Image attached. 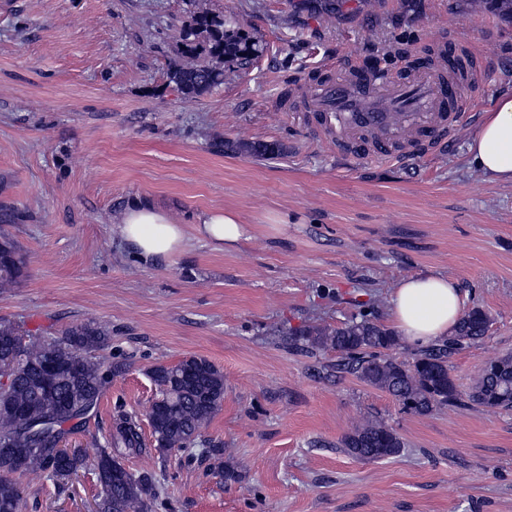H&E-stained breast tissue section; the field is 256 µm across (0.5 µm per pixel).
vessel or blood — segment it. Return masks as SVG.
<instances>
[{
	"label": "vessel or blood",
	"mask_w": 512,
	"mask_h": 512,
	"mask_svg": "<svg viewBox=\"0 0 512 512\" xmlns=\"http://www.w3.org/2000/svg\"><path fill=\"white\" fill-rule=\"evenodd\" d=\"M471 74L460 54L423 59L388 80L359 66L337 67L310 102L317 128L358 159L401 161L418 144L444 143L460 119Z\"/></svg>",
	"instance_id": "1"
}]
</instances>
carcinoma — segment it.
Here are the masks:
<instances>
[{"label": "carcinoma", "instance_id": "carcinoma-1", "mask_svg": "<svg viewBox=\"0 0 512 512\" xmlns=\"http://www.w3.org/2000/svg\"><path fill=\"white\" fill-rule=\"evenodd\" d=\"M176 60L167 78L182 97L192 101L224 82V64L244 65L258 54L256 43L237 22L199 12L179 28ZM22 215L0 204V288H11L26 274V258L5 229ZM488 317L475 305L458 322L452 336L418 350L412 361L394 351L400 337L390 328L361 316L341 326L308 324L283 333L288 345L308 355L336 352L329 375H351L386 392L405 409L427 415L441 406L472 403L495 412L512 411V354L486 363L467 391L459 390L449 358L484 339ZM109 327L94 322L64 329L47 338L15 322L0 320V512H19L21 489L14 474L42 472L68 477L79 457L62 447L68 435L81 430L120 365L99 359L108 346ZM156 396L149 423L160 451L186 450L209 425L224 399V375L208 360L191 357L149 371ZM336 447L368 461L395 456L404 441L385 420L368 418L343 435ZM144 443L135 418L122 414L114 422L96 457L94 470L101 486L97 512H149L159 488L149 472L133 473L121 465L140 455Z\"/></svg>", "mask_w": 512, "mask_h": 512}]
</instances>
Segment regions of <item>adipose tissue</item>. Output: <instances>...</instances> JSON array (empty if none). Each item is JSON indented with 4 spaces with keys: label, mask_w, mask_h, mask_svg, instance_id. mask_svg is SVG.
Listing matches in <instances>:
<instances>
[{
    "label": "adipose tissue",
    "mask_w": 512,
    "mask_h": 512,
    "mask_svg": "<svg viewBox=\"0 0 512 512\" xmlns=\"http://www.w3.org/2000/svg\"><path fill=\"white\" fill-rule=\"evenodd\" d=\"M468 152L488 178L512 184V95L499 97L485 113L468 143ZM116 233L137 257L158 262L184 251L199 239L220 249L233 247L247 230L232 211L203 215L189 230L166 210L145 201L124 210ZM461 303L453 280L410 276L402 279L392 293L390 321L409 343L424 348L450 334L461 316Z\"/></svg>",
    "instance_id": "obj_1"
}]
</instances>
